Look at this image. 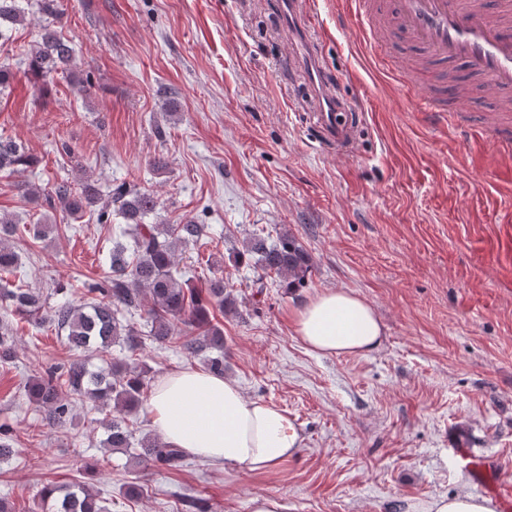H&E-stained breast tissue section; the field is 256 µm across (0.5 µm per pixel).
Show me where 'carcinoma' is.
<instances>
[{
    "label": "carcinoma",
    "mask_w": 512,
    "mask_h": 512,
    "mask_svg": "<svg viewBox=\"0 0 512 512\" xmlns=\"http://www.w3.org/2000/svg\"><path fill=\"white\" fill-rule=\"evenodd\" d=\"M22 0H0V40L7 39L9 27L26 19ZM37 10L45 17L37 41L26 53L24 62L34 76L47 79L65 71L75 58L72 41L55 29L61 22L63 9L60 0H35ZM33 164L25 148L10 138L0 137V171L15 172ZM56 201L67 214L80 218L86 208L99 207L97 221L104 224L112 215L111 206L125 221L109 253L108 275L101 282L88 285L90 298L80 304L67 299L59 301L46 317L49 323L67 331L70 349L107 352L114 344L135 351L142 344L141 336L164 345L176 336L183 337L180 349L188 356L208 350L215 355L207 361L209 371L224 374V331L210 320V308L228 309L234 304L224 278H213L205 292L186 288L177 278L176 247L198 240L204 225L188 220L180 224H147L144 219L154 212L157 200L147 190L119 186L105 196L100 189L84 183L77 188L66 181L57 183L46 196ZM16 232L15 225L0 221V270L14 272L18 255L6 240ZM242 255L255 258L262 276L253 280L252 287H265L263 276L273 274L293 288L304 283L309 271L310 257L289 233L275 241L254 236L245 241ZM0 298L10 302L11 312L35 316L41 309V294L32 287L18 285L0 289ZM144 311L146 331L139 332L123 314ZM184 329H176L177 324ZM12 328L0 324V361L15 358ZM144 371L126 361L114 360L108 371L92 372L86 359L75 357L67 364L56 365L25 383L29 399L49 410L48 422L59 424L72 411L70 396L80 395L93 402L112 404L115 416L105 423L103 446L112 450L132 452L141 465L151 461L170 469L181 467L184 453L167 446L159 437L145 435L136 440L126 424L124 415L135 411L142 401ZM45 500L54 502L56 512H108L98 494L86 482L71 487L46 484L40 491Z\"/></svg>",
    "instance_id": "1"
}]
</instances>
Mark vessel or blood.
Wrapping results in <instances>:
<instances>
[{
    "mask_svg": "<svg viewBox=\"0 0 512 512\" xmlns=\"http://www.w3.org/2000/svg\"><path fill=\"white\" fill-rule=\"evenodd\" d=\"M357 25L377 46L408 43L416 57L386 60V67L414 89L419 74L433 66L446 68L467 63L484 80L490 100L512 93V0H354ZM462 87L427 95L426 111L448 117V131L467 134L472 123L462 112ZM324 144L347 153L352 149V116L334 98L322 100L313 115ZM479 123L489 132L493 147L512 152V118L495 111L480 114ZM466 475L485 485L500 501L503 512H512V477L495 460L462 463Z\"/></svg>",
    "mask_w": 512,
    "mask_h": 512,
    "instance_id": "obj_1",
    "label": "vessel or blood"
}]
</instances>
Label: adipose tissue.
<instances>
[{
  "label": "adipose tissue",
  "mask_w": 512,
  "mask_h": 512,
  "mask_svg": "<svg viewBox=\"0 0 512 512\" xmlns=\"http://www.w3.org/2000/svg\"><path fill=\"white\" fill-rule=\"evenodd\" d=\"M292 323L302 344L325 356L370 353L384 338L373 307L345 289L316 293L293 311ZM148 414L166 444L205 462L259 471L291 457L299 446L282 409L249 399L234 380L206 371L161 375Z\"/></svg>",
  "instance_id": "ef3b65f1"
}]
</instances>
